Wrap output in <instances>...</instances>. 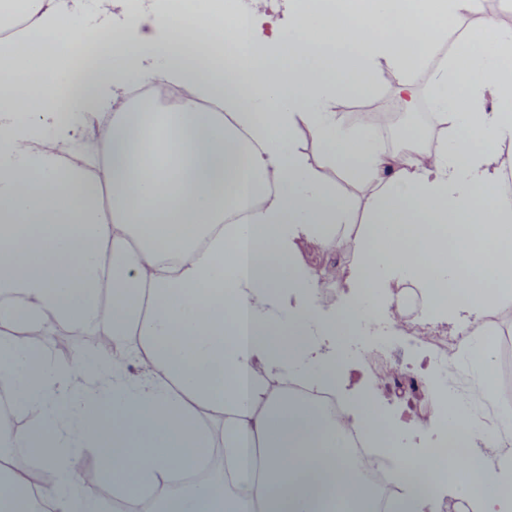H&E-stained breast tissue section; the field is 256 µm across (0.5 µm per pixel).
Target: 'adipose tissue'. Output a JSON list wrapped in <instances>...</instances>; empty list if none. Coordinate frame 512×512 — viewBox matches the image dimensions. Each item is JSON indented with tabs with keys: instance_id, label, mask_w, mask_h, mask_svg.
I'll return each mask as SVG.
<instances>
[{
	"instance_id": "obj_1",
	"label": "adipose tissue",
	"mask_w": 512,
	"mask_h": 512,
	"mask_svg": "<svg viewBox=\"0 0 512 512\" xmlns=\"http://www.w3.org/2000/svg\"><path fill=\"white\" fill-rule=\"evenodd\" d=\"M473 6L288 0L287 21L268 33L261 16L224 0L201 19L191 0H131L123 27L88 32L63 26L60 0H0V80L19 85L0 101V380L15 406L40 417L30 429L0 427V512H36L40 502L102 512L60 455L75 444L101 449L96 476L126 502L223 448L232 488L219 473L166 495L158 512H376L343 432L379 440L383 420L362 400L332 420L293 394L267 395L263 376L334 387V365L309 360L317 281L298 243L334 248L359 208L345 285L362 318L402 280L420 288L431 319L512 308V202L500 177L512 144V30H471L434 71L429 102L445 134L436 147L409 133L390 154L375 123L350 131L334 110L337 97L366 94L382 63L411 93L439 37ZM63 33L76 46L89 37L115 46L68 94L65 126L43 82L65 77L70 56L32 64L34 38ZM202 41L223 46L232 63L223 80L194 63ZM147 73L182 89V103L97 113L103 87L122 91ZM306 135L320 165L302 151ZM328 168L366 198L337 195ZM228 211L244 223H225ZM106 296L113 354L86 359L75 377L33 347L51 323L92 322ZM276 324L289 336L273 335ZM130 352L142 364L136 379L120 361ZM201 412L223 415V426L199 425ZM38 440L43 469L56 474L39 489L7 455ZM447 469L479 512H512V458L490 468L465 457Z\"/></svg>"
}]
</instances>
